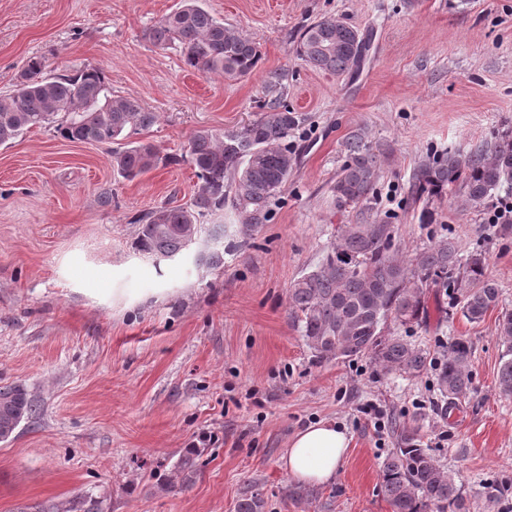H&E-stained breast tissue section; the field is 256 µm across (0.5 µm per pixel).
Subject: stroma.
Returning <instances> with one entry per match:
<instances>
[{"instance_id":"obj_1","label":"stroma","mask_w":512,"mask_h":512,"mask_svg":"<svg viewBox=\"0 0 512 512\" xmlns=\"http://www.w3.org/2000/svg\"><path fill=\"white\" fill-rule=\"evenodd\" d=\"M178 0H0V95L32 56L49 68L103 69L113 95L160 115L142 135L172 164L121 177L106 147L34 128L0 146V386L36 407L0 442V512H235L252 488L265 512H392L380 466L394 427L418 426L424 447L462 487L469 512H502L482 496L512 483V397L498 388L500 311H512V226L488 223L448 192L412 200L427 156L469 151L512 127V0H202L261 59L231 81L189 69L180 48L146 29ZM331 16L373 34L359 74L333 75L296 51L304 25ZM288 72V105L305 122L299 165L270 223L229 227L224 264L196 251L156 261L136 251V215L189 204L197 178L181 157L199 128L230 131L256 118L264 76ZM363 132L380 156L370 206L338 207L331 192L344 143ZM112 205L99 207L102 193ZM436 212L422 223L424 208ZM388 220L413 258L439 240L485 253L499 305L468 322L442 289L441 311L388 324L424 351L426 370L380 371L370 356L321 362L289 315L288 288L315 266L341 224ZM472 345L471 380L449 413L436 373L456 339ZM373 403L385 428L361 408ZM321 421L349 438L335 477L293 505L283 466L291 437ZM212 440L195 484L166 490L182 450Z\"/></svg>"}]
</instances>
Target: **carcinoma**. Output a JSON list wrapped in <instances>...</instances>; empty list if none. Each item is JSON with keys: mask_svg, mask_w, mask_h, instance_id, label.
Returning <instances> with one entry per match:
<instances>
[{"mask_svg": "<svg viewBox=\"0 0 512 512\" xmlns=\"http://www.w3.org/2000/svg\"><path fill=\"white\" fill-rule=\"evenodd\" d=\"M150 43L181 48L184 62L202 73H219L228 80L250 76L261 54L257 44L224 27L202 6L201 0H180L173 11L145 31ZM370 38L358 29L323 17L298 35L299 55L313 68L333 74L361 69ZM46 59H27L14 89L0 95V145L33 128L53 126L72 142L108 147L112 166L132 181L159 164L189 163L197 177L187 206H156L133 219L138 225L136 248L158 260L175 258L188 250L190 235L207 231L224 238V225L201 224V218L229 211L243 232L271 221L274 206L296 168L290 138L304 117L288 108L284 92L288 73L274 70L264 80L260 112L248 124L232 131L196 130L187 153L163 157L147 141L131 137L149 130L158 114L138 99L114 97L102 69L72 66L63 74L46 72ZM346 161L331 191L336 204L371 202L379 177V155L360 133L344 143ZM455 189L470 207H484L512 190V130L463 153L448 150L429 157L413 171L411 195L441 198ZM394 225L341 224L336 241L321 261L288 288L290 317L306 345L324 362L369 355L385 373L417 376L427 367L424 352L398 336L383 335L384 325L417 323L427 316L426 288L451 287L462 315L482 321L496 308L499 290L487 273L481 252L466 257L451 239L436 242L407 261L394 249ZM499 336L504 352L498 369L501 394L512 396V312L501 313ZM472 345L465 339L451 343L440 362L437 385L443 408L449 409L470 384ZM33 412V404L19 386L0 387V442L9 440ZM202 448H188L176 462L182 489L194 484ZM380 491L392 512H468L461 487L434 459L417 437V428L396 432V444L382 461ZM235 512H265L258 493H246Z\"/></svg>", "mask_w": 512, "mask_h": 512, "instance_id": "carcinoma-1", "label": "carcinoma"}]
</instances>
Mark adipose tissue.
I'll return each mask as SVG.
<instances>
[{
    "mask_svg": "<svg viewBox=\"0 0 512 512\" xmlns=\"http://www.w3.org/2000/svg\"><path fill=\"white\" fill-rule=\"evenodd\" d=\"M347 448L344 430L331 422H319L292 438L284 464L295 480L325 483L335 476Z\"/></svg>",
    "mask_w": 512,
    "mask_h": 512,
    "instance_id": "1",
    "label": "adipose tissue"
}]
</instances>
